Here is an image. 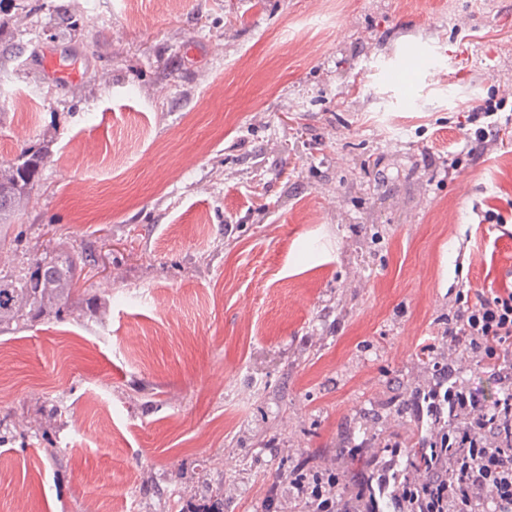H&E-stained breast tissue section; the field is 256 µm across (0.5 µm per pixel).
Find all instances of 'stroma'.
I'll list each match as a JSON object with an SVG mask.
<instances>
[{
  "label": "stroma",
  "instance_id": "1",
  "mask_svg": "<svg viewBox=\"0 0 512 512\" xmlns=\"http://www.w3.org/2000/svg\"><path fill=\"white\" fill-rule=\"evenodd\" d=\"M47 134L0 270L94 249L106 316L0 333V512H290L436 364L495 397L427 346L512 286V0H0V165ZM46 68L50 75L63 82L76 81L79 62L75 60H64L55 55H47ZM496 121L486 122L485 126H479L475 128L473 132H469L466 138L467 151H460L457 156L448 159V174L452 176L453 173L459 171L462 167L463 160L459 158L461 154H465L469 157L474 155H482L492 153L497 150V146L500 143L497 131L495 132L493 127L496 125ZM450 161V162H449Z\"/></svg>",
  "mask_w": 512,
  "mask_h": 512
}]
</instances>
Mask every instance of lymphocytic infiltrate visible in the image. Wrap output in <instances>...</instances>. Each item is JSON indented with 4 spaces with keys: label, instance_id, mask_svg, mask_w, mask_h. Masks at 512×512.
Wrapping results in <instances>:
<instances>
[{
    "label": "lymphocytic infiltrate",
    "instance_id": "f902f5d3",
    "mask_svg": "<svg viewBox=\"0 0 512 512\" xmlns=\"http://www.w3.org/2000/svg\"><path fill=\"white\" fill-rule=\"evenodd\" d=\"M495 106L472 109L475 129L466 155L496 151L497 132L486 126ZM440 339L449 348L480 358L499 390L494 401L468 384L434 389L427 412L447 424L424 437L425 457L415 472L379 478V491L397 512H512V288L467 291L455 302ZM311 512H371L363 496H350L322 472L290 479Z\"/></svg>",
    "mask_w": 512,
    "mask_h": 512
}]
</instances>
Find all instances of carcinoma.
I'll use <instances>...</instances> for the list:
<instances>
[{
  "mask_svg": "<svg viewBox=\"0 0 512 512\" xmlns=\"http://www.w3.org/2000/svg\"><path fill=\"white\" fill-rule=\"evenodd\" d=\"M47 155L46 146L26 148L15 161L0 166V242L6 239L5 225L12 223L16 208L29 196ZM98 260L96 251L75 253L63 241L52 252L34 259L23 273L0 272V330L42 315L58 319L72 311L83 301L77 284ZM335 480L347 493L358 492L348 463L336 467Z\"/></svg>",
  "mask_w": 512,
  "mask_h": 512,
  "instance_id": "1",
  "label": "carcinoma"
}]
</instances>
